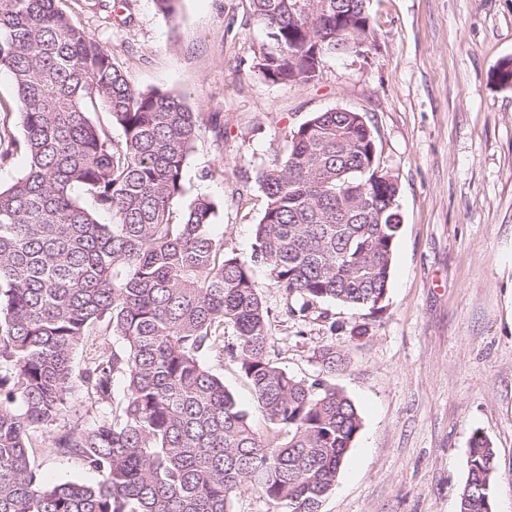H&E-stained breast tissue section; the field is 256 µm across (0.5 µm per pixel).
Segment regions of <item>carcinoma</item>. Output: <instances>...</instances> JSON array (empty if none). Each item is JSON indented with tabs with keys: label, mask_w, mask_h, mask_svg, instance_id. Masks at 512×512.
I'll return each mask as SVG.
<instances>
[{
	"label": "carcinoma",
	"mask_w": 512,
	"mask_h": 512,
	"mask_svg": "<svg viewBox=\"0 0 512 512\" xmlns=\"http://www.w3.org/2000/svg\"><path fill=\"white\" fill-rule=\"evenodd\" d=\"M58 2L0 0V71L15 89L0 122L15 114L23 128L20 138L0 131V168L25 158L0 189V512H232L244 488L285 512H321L361 416L327 379L270 357L253 268L268 269L292 318L322 300L379 308L400 222L397 177L371 159L374 129L338 108L290 132L287 153L258 175L266 206L251 256H228L208 231L217 203L184 201L205 116L169 92L131 88ZM250 2L265 31L255 68L271 84L312 83L326 56L373 34L354 21L364 0ZM492 78L512 87V60ZM101 104L118 141L92 119ZM111 336L124 345L105 348ZM209 355L237 364L268 433ZM318 362L331 372L342 358L328 346ZM77 390L90 423L65 419ZM40 447L99 480L42 481L30 460ZM467 464L458 512H494L486 437L472 436Z\"/></svg>",
	"instance_id": "cac0c4a2"
}]
</instances>
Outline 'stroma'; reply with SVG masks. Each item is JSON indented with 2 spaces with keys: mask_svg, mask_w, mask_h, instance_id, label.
<instances>
[{
  "mask_svg": "<svg viewBox=\"0 0 512 512\" xmlns=\"http://www.w3.org/2000/svg\"><path fill=\"white\" fill-rule=\"evenodd\" d=\"M60 6L105 45L137 90L180 96L208 119L185 169L187 198L218 203L209 226L225 254L249 257L266 204L258 173L286 154L313 113L364 114L398 178L402 224L381 309L323 301L291 319L265 268L254 277L271 309L270 355L300 377L330 380L362 428L321 512H457L469 441L497 451L495 512H512V89L493 68L512 58V0H369L375 36L326 57L318 81L272 85L255 67L264 40L249 0H181L176 18L154 0ZM224 384L266 423L235 363ZM50 483H92L80 461L36 451Z\"/></svg>",
  "mask_w": 512,
  "mask_h": 512,
  "instance_id": "obj_1",
  "label": "stroma"
}]
</instances>
